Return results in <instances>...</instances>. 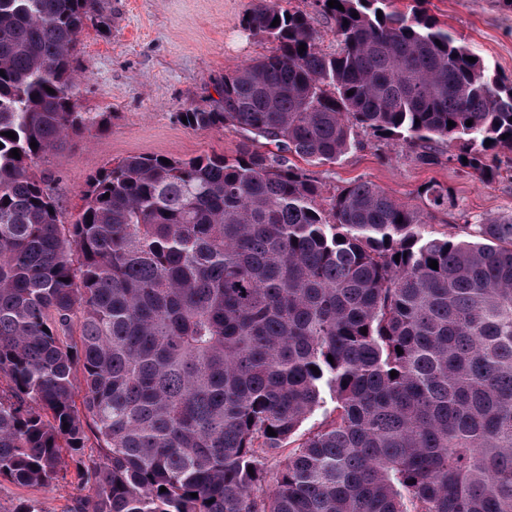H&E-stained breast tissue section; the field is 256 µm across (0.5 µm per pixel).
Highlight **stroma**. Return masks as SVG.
I'll return each mask as SVG.
<instances>
[{
    "label": "stroma",
    "instance_id": "1",
    "mask_svg": "<svg viewBox=\"0 0 512 512\" xmlns=\"http://www.w3.org/2000/svg\"><path fill=\"white\" fill-rule=\"evenodd\" d=\"M256 2L109 0L108 28L86 23L74 51L75 68L84 78L76 109L107 113L106 129L86 131L64 149L41 156L33 166L48 181L61 223L73 222L90 179L125 157L237 154L241 137L235 130L191 128L179 114L215 97L224 74L272 51L268 40L249 39L241 32V19ZM427 7L491 73L512 79V9L502 0H428ZM357 138L358 145L339 161L308 165L324 195L366 180L418 208L420 188L431 183L447 186L454 208L435 214L425 226L439 237L464 236L468 225L512 216V156L500 155V175L482 181L452 161L459 143H437L438 165L423 167L394 142L362 132ZM77 462L65 458L47 487L21 486L0 478V512H17L24 503L36 512H74L90 494Z\"/></svg>",
    "mask_w": 512,
    "mask_h": 512
}]
</instances>
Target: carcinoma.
Instances as JSON below:
<instances>
[{
	"instance_id": "carcinoma-1",
	"label": "carcinoma",
	"mask_w": 512,
	"mask_h": 512,
	"mask_svg": "<svg viewBox=\"0 0 512 512\" xmlns=\"http://www.w3.org/2000/svg\"><path fill=\"white\" fill-rule=\"evenodd\" d=\"M314 2L336 51L258 0L241 28L273 51L181 112L240 132L235 156H128L62 224L32 165L105 126L75 110L73 50L106 0H0V477L47 486L92 435L81 512H512V218L428 235L448 188L327 198L288 162H334L362 131L423 166L460 141L448 160L487 178L512 154V81L424 0ZM324 418V408L317 409L313 414L309 416L307 420H305L301 427L299 428L296 435H294L290 439V443L286 444L281 448L278 452V459L281 461H284L288 457V454L292 452L297 445L300 443V439L302 438V435L307 433L310 429H312L314 426H317L319 422Z\"/></svg>"
}]
</instances>
